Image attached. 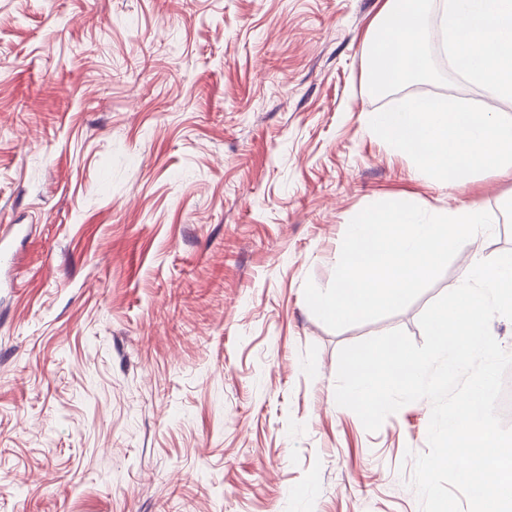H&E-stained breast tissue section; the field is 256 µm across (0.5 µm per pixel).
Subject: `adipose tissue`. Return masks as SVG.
Instances as JSON below:
<instances>
[{"instance_id": "adipose-tissue-1", "label": "adipose tissue", "mask_w": 512, "mask_h": 512, "mask_svg": "<svg viewBox=\"0 0 512 512\" xmlns=\"http://www.w3.org/2000/svg\"><path fill=\"white\" fill-rule=\"evenodd\" d=\"M421 10V0H385L368 55L373 80L394 85L428 76ZM441 33L450 65L469 86L512 102V0H443ZM370 121L414 159L417 172L444 184L482 169L512 170V118L473 111L467 100L409 96Z\"/></svg>"}]
</instances>
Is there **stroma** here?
<instances>
[{
	"label": "stroma",
	"instance_id": "1",
	"mask_svg": "<svg viewBox=\"0 0 512 512\" xmlns=\"http://www.w3.org/2000/svg\"><path fill=\"white\" fill-rule=\"evenodd\" d=\"M384 0H0V512H420L421 399L368 432L335 401L344 346L459 286L463 245L395 314L329 329L350 220L474 205L512 251V172L416 175L368 118L405 96L512 103L441 60L377 91Z\"/></svg>",
	"mask_w": 512,
	"mask_h": 512
}]
</instances>
